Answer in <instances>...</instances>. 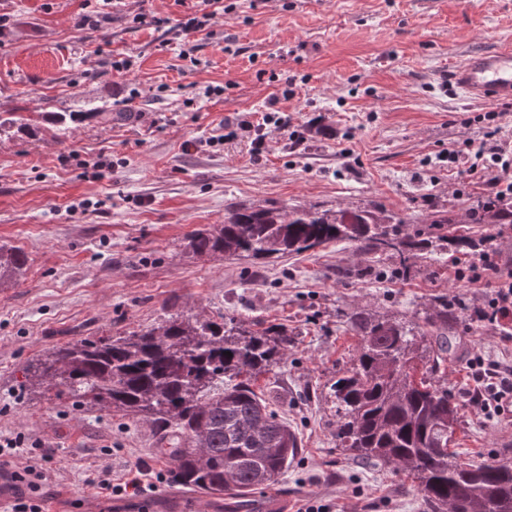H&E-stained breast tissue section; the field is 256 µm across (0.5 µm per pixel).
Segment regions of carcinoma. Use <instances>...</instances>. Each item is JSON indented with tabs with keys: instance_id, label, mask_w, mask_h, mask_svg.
Masks as SVG:
<instances>
[{
	"instance_id": "1",
	"label": "carcinoma",
	"mask_w": 512,
	"mask_h": 512,
	"mask_svg": "<svg viewBox=\"0 0 512 512\" xmlns=\"http://www.w3.org/2000/svg\"><path fill=\"white\" fill-rule=\"evenodd\" d=\"M404 223L369 207L237 204L224 209V223L191 234L187 248L199 258L271 263L316 243L347 241L391 253L405 269L429 242L401 237ZM26 263L19 249L1 244L0 282L18 281ZM433 308L421 324L349 314L359 350L330 386L340 422L336 447L365 463L395 464L426 512H512V462L460 463L449 450L459 406L437 382L448 360V298L435 297ZM290 343L275 324L251 329L222 314L172 315L125 336L68 342L26 364L24 374L26 384L54 389L75 405L163 429L173 483L243 498L274 484L299 456L296 433L255 391Z\"/></svg>"
}]
</instances>
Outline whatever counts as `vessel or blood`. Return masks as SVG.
Listing matches in <instances>:
<instances>
[{
  "mask_svg": "<svg viewBox=\"0 0 512 512\" xmlns=\"http://www.w3.org/2000/svg\"><path fill=\"white\" fill-rule=\"evenodd\" d=\"M453 85L478 101L512 100V47L467 55L450 73Z\"/></svg>",
  "mask_w": 512,
  "mask_h": 512,
  "instance_id": "vessel-or-blood-1",
  "label": "vessel or blood"
}]
</instances>
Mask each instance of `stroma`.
<instances>
[{
  "mask_svg": "<svg viewBox=\"0 0 512 512\" xmlns=\"http://www.w3.org/2000/svg\"><path fill=\"white\" fill-rule=\"evenodd\" d=\"M194 34L199 66L180 55L175 29L185 0H115L97 26L83 0H0V113L29 129L0 132V244L24 252V278L0 287V436L22 437L16 470L44 478L43 512H149L178 490L156 448L161 431L64 395L31 393L24 366L54 347L152 327L175 312L262 320L287 328L280 368L256 389L288 422L301 453L271 487L282 512L303 503L334 512H423L393 465H366L336 446L329 387L352 363L358 339L348 314L385 318L431 311L448 298L452 349L440 380L461 407L452 447L463 460H512V415L473 406L482 385L474 356L512 366V322L470 326L487 296L451 278L455 259L496 237L467 218L485 180L452 173L442 154L484 139L488 112L512 134V100H469L448 83L466 55L512 45V0H224ZM165 18L156 27L138 14ZM133 67L118 71L114 61ZM221 95L206 98V86ZM293 117L272 130L261 157L249 140L205 146L218 124L263 112L272 98ZM94 108L115 121L88 118ZM199 146L184 151L185 142ZM104 156L110 175L82 161ZM469 195L456 196L463 180ZM275 202L408 215L405 234L430 246L408 269L346 242L275 264L198 258L186 247L224 221L229 204ZM448 212L452 221L433 224ZM149 469L142 497H114L99 477ZM267 492V493H270ZM267 493L211 497L214 512H265Z\"/></svg>",
  "mask_w": 512,
  "mask_h": 512,
  "instance_id": "35a3bbf8",
  "label": "stroma"
}]
</instances>
